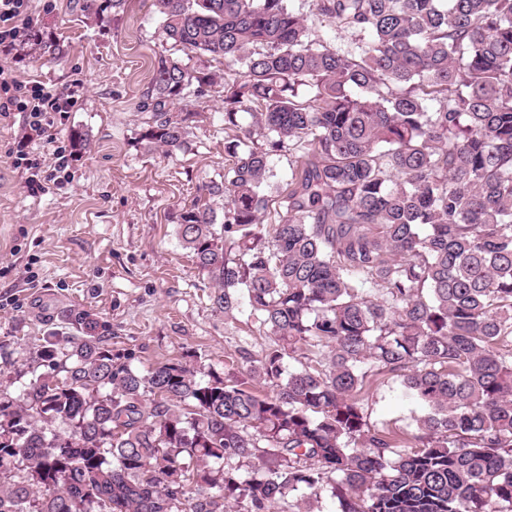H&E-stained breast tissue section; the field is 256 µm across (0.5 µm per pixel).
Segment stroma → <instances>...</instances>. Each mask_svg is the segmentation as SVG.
<instances>
[{"mask_svg":"<svg viewBox=\"0 0 512 512\" xmlns=\"http://www.w3.org/2000/svg\"><path fill=\"white\" fill-rule=\"evenodd\" d=\"M83 0H31V27L60 43L53 57L19 43L9 60L24 79L65 89L83 87L72 111L52 116L55 145L71 130L89 144L73 157L70 177L50 193L31 196L26 174L9 154L23 119L0 124V342L15 378L36 337L72 335L70 313L83 311L106 329L113 352L146 370L191 352L199 364L234 375L262 358L269 340L247 312L224 315L215 288L176 235L184 205L205 181L224 172V114L219 95L200 107L184 152L170 157L137 142L144 115L137 105L154 63L168 54L153 0H126L108 22L89 16ZM282 152L269 159L268 224L277 223L295 165ZM370 423L404 438L425 415L400 378L379 375L364 396Z\"/></svg>","mask_w":512,"mask_h":512,"instance_id":"1","label":"stroma"}]
</instances>
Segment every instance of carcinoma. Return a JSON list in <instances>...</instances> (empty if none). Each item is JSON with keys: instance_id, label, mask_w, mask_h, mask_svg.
I'll list each match as a JSON object with an SVG mask.
<instances>
[{"instance_id": "1", "label": "carcinoma", "mask_w": 512, "mask_h": 512, "mask_svg": "<svg viewBox=\"0 0 512 512\" xmlns=\"http://www.w3.org/2000/svg\"><path fill=\"white\" fill-rule=\"evenodd\" d=\"M310 2L354 49L289 0H154L180 54L138 105V140L182 152L211 62L238 67L224 178L177 235L213 305L249 310L272 345L243 378L140 371L75 313L84 335L42 337L0 388V512H314L325 489L337 512H512V0ZM287 150L300 165L266 229L268 159ZM379 374L426 408L406 439L367 418ZM291 7L308 17V23L319 37L331 43L332 46L342 49L349 46L352 36L336 27V24L322 22V20L310 14L309 0H290Z\"/></svg>"}]
</instances>
